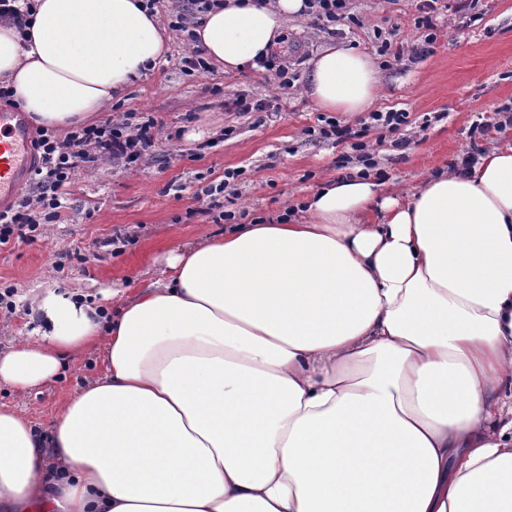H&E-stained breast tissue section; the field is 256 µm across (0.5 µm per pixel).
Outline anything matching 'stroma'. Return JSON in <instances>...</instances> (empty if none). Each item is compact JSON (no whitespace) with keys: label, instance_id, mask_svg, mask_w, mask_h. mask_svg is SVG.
I'll return each mask as SVG.
<instances>
[{"label":"stroma","instance_id":"stroma-1","mask_svg":"<svg viewBox=\"0 0 512 512\" xmlns=\"http://www.w3.org/2000/svg\"><path fill=\"white\" fill-rule=\"evenodd\" d=\"M415 0H349L356 23L341 37L289 23L278 52L296 80L276 112H236L228 102L245 94L275 95L265 73L244 67L232 73L212 69L188 75L180 69L186 43L170 32L165 61L132 86L112 112L149 113L171 133L156 155L126 169L107 164L79 176L69 187L62 218L32 243L0 248V285L16 287L14 313H0V348L36 326L31 298L47 288L93 295L113 286L138 290L156 280L172 243L223 234V225L199 214L198 189L219 184L228 170L239 171L237 196L224 208L250 217L273 218L330 178L341 177L336 161L342 147L320 139L322 110L303 93L307 62L318 51L341 43L374 57L382 66V87L374 110L404 111L412 137L400 150L386 129L365 137L378 162L385 189H413L432 172L459 161L479 146L512 144V126L500 109L512 105V0H474L477 21L441 10L434 51L386 65L381 39L394 47L422 42ZM490 124L475 140V124ZM102 241L93 249V241ZM103 371L102 356H67L59 378L21 396L0 388V403L16 407L35 425L49 427L64 401Z\"/></svg>","mask_w":512,"mask_h":512}]
</instances>
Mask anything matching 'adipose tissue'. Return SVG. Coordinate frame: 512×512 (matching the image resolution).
<instances>
[{
    "instance_id": "adipose-tissue-1",
    "label": "adipose tissue",
    "mask_w": 512,
    "mask_h": 512,
    "mask_svg": "<svg viewBox=\"0 0 512 512\" xmlns=\"http://www.w3.org/2000/svg\"><path fill=\"white\" fill-rule=\"evenodd\" d=\"M145 0H35L0 25V83L40 125L89 121L159 65ZM304 0H224L194 32L222 70L278 46ZM374 59L309 61L304 93L366 112ZM0 350L25 395L70 354L104 370L36 430L0 406V512H512V146L388 196L317 188L288 220L175 243L135 292L38 295Z\"/></svg>"
}]
</instances>
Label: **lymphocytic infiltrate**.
<instances>
[{"label": "lymphocytic infiltrate", "instance_id": "f902f5d3", "mask_svg": "<svg viewBox=\"0 0 512 512\" xmlns=\"http://www.w3.org/2000/svg\"><path fill=\"white\" fill-rule=\"evenodd\" d=\"M221 0H185L169 12L171 30L184 32L190 46L180 59L187 73L205 74L212 66L201 49L194 47L193 29L202 13L220 6ZM322 139L348 145L338 168L355 163L361 176H369L376 163L365 142V130H357L336 120H325L319 129ZM161 139L154 120L131 110L105 120L72 128L64 136L37 127L32 140L35 163L26 195L18 205L0 210V247L13 242H35L45 225L60 217L62 199L79 173L99 168L107 162L127 166L156 152Z\"/></svg>", "mask_w": 512, "mask_h": 512}]
</instances>
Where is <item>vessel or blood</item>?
I'll use <instances>...</instances> for the list:
<instances>
[{"label": "vessel or blood", "instance_id": "vessel-or-blood-1", "mask_svg": "<svg viewBox=\"0 0 512 512\" xmlns=\"http://www.w3.org/2000/svg\"><path fill=\"white\" fill-rule=\"evenodd\" d=\"M32 163L31 129L23 113L0 109V208L13 205Z\"/></svg>", "mask_w": 512, "mask_h": 512}]
</instances>
